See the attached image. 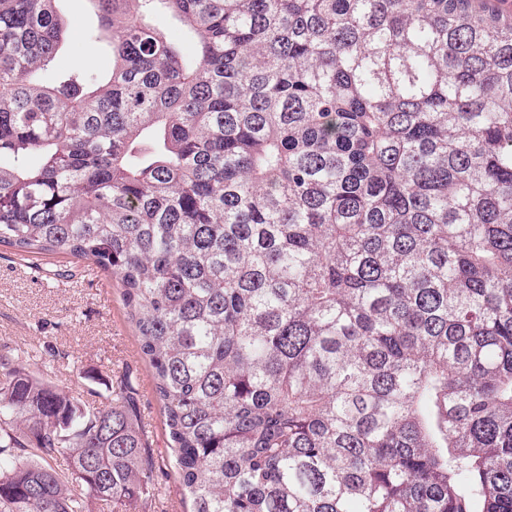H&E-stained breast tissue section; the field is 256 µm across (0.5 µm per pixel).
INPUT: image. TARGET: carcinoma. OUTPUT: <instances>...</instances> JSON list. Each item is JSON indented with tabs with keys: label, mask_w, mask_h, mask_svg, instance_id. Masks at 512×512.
Wrapping results in <instances>:
<instances>
[{
	"label": "carcinoma",
	"mask_w": 512,
	"mask_h": 512,
	"mask_svg": "<svg viewBox=\"0 0 512 512\" xmlns=\"http://www.w3.org/2000/svg\"><path fill=\"white\" fill-rule=\"evenodd\" d=\"M58 2L0 0V247L112 271L192 512H512V0H89L46 80ZM52 370L0 356V512H150ZM59 12L68 28V42L52 61L53 71L82 70L87 68V57L95 55L100 60L97 72L111 66V52L99 39L90 34L99 33V21L87 0H64L59 4Z\"/></svg>",
	"instance_id": "obj_1"
}]
</instances>
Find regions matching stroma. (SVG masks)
<instances>
[{
	"instance_id": "1",
	"label": "stroma",
	"mask_w": 512,
	"mask_h": 512,
	"mask_svg": "<svg viewBox=\"0 0 512 512\" xmlns=\"http://www.w3.org/2000/svg\"><path fill=\"white\" fill-rule=\"evenodd\" d=\"M59 12L68 42L51 63L52 70H82L88 56L108 69L109 48L97 38L99 21L89 0H61ZM38 269L0 249V350L40 346L53 362V382L62 389H103L116 375L128 374L139 400L142 422L157 461L159 496L155 512H190L170 466L167 427L157 401L150 366L139 355L115 278L103 270L54 255L38 257ZM67 271L65 284L50 280Z\"/></svg>"
}]
</instances>
